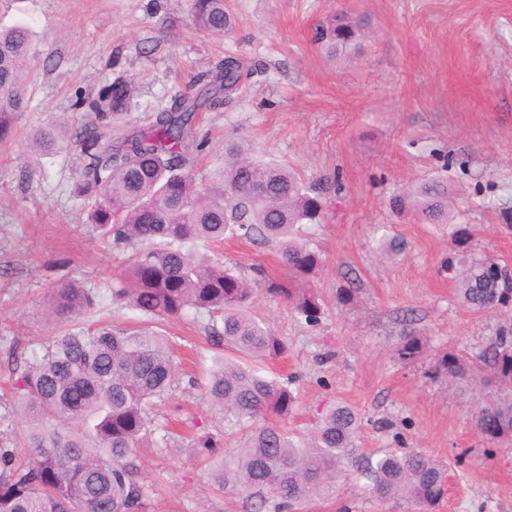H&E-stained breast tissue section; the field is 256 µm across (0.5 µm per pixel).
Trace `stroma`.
<instances>
[{
	"mask_svg": "<svg viewBox=\"0 0 512 512\" xmlns=\"http://www.w3.org/2000/svg\"><path fill=\"white\" fill-rule=\"evenodd\" d=\"M240 24L224 38L194 28L191 0H0V29L28 25L40 65L31 103L12 137L0 143V448L23 429L9 405L13 355L30 356L61 325L45 315L53 290L69 279L96 289L102 317L131 323L111 303L109 287L124 254L94 231L70 196L76 153L37 158L31 132L47 118L79 124L78 94L116 76L134 77L138 96L121 126L141 127L217 61L232 55L253 73L218 112L201 113L208 145L205 171L224 137L236 133L266 160L288 163L306 181L338 178L324 199L322 223L306 238L323 253L312 286L324 301L320 325L297 320L288 303L256 282L252 311L288 342L265 367L292 378L298 399L286 421L306 438L340 401L362 417L365 452L414 448L444 464L447 492L434 512H512V439L490 441L472 416L496 396L480 383L458 388L436 372L450 353L475 357L501 329L512 306L484 313L457 297L445 261L465 230L467 249L512 267V0H232ZM371 18L354 55L327 60L313 41L334 13ZM34 177H26L27 169ZM448 184L449 221L423 224L398 214L391 199L412 185ZM402 243L381 253L376 227ZM211 255L254 279L256 266L280 277L272 247L237 237ZM210 319L165 323L184 337L181 375L152 408L156 432L138 456L152 493L147 512H240L237 498L216 492L206 464L221 449L201 437H224V415L204 394L223 346ZM415 334L426 351L411 363L395 353ZM313 512H412L402 500L380 504L358 472L340 478Z\"/></svg>",
	"mask_w": 512,
	"mask_h": 512,
	"instance_id": "1",
	"label": "stroma"
}]
</instances>
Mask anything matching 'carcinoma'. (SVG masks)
<instances>
[{
  "mask_svg": "<svg viewBox=\"0 0 512 512\" xmlns=\"http://www.w3.org/2000/svg\"><path fill=\"white\" fill-rule=\"evenodd\" d=\"M192 21L222 36L236 26L228 0H193ZM365 21L340 13L315 28L314 42L328 56L360 49ZM35 51L30 29L0 30V140L26 111ZM241 62L218 61L193 94L177 93L150 121L127 133L112 124L131 109L137 86L123 75L96 95L81 96L87 120L78 127L51 119L31 134L35 152L49 157L72 145L77 155L73 196L88 205V221L112 244L131 251L112 281L111 300L136 312L133 326L75 321L98 306L97 293L79 280L54 289L51 314L73 325L51 338L41 357L26 361L13 384L24 421L16 447L0 448V512H146L150 487L139 479L137 452L154 431L151 409L178 377L177 342L160 332L163 322L189 311L221 321L213 339L246 359L216 360L204 391L224 412L243 442L210 467L218 491L235 495L244 512H307L330 497L336 477L353 467L370 479L375 497L406 498L422 512L445 494L447 469L415 449L360 451L362 419L350 406H332L313 436L291 435L285 420L296 395L291 380L262 374L284 355L287 342L251 311L252 289L234 270L193 243L225 236L271 243L285 274L257 280L283 297L305 323L318 324L320 298L304 282L323 266L321 251L302 239L303 227L323 220L324 193L338 181L306 183L290 165L256 158L247 140L224 137L209 173L195 174L197 113L217 112L241 78ZM397 209L427 224L448 223V186L422 182L394 200ZM465 253L448 262L458 298L473 312L497 308L512 295V271ZM421 336L406 334L396 346L410 363L424 351ZM478 366L445 354L437 372L452 383L476 384L480 373L498 379L497 398L474 414L488 439L512 438V329L502 330L477 355Z\"/></svg>",
  "mask_w": 512,
  "mask_h": 512,
  "instance_id": "obj_1",
  "label": "carcinoma"
}]
</instances>
